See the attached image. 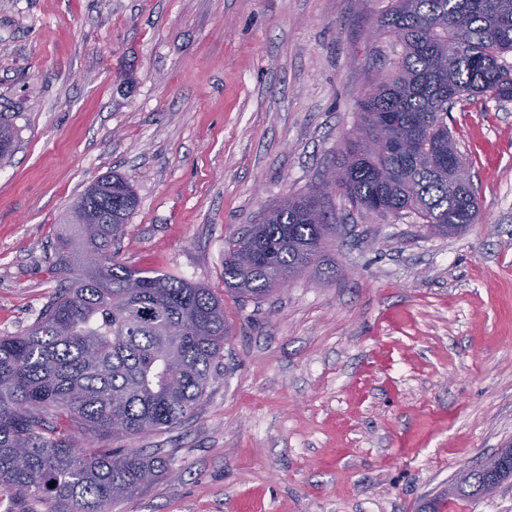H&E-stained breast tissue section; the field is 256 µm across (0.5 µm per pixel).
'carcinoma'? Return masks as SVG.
<instances>
[{
	"label": "carcinoma",
	"mask_w": 512,
	"mask_h": 512,
	"mask_svg": "<svg viewBox=\"0 0 512 512\" xmlns=\"http://www.w3.org/2000/svg\"><path fill=\"white\" fill-rule=\"evenodd\" d=\"M377 31L403 53L389 78L359 103L365 134L347 142L334 169L336 192L381 218L415 216L449 236L482 220L474 188L453 174L469 169L448 128V111L471 98L512 101V0H391ZM390 121L406 152L378 138ZM17 133L0 116V159ZM317 188L287 196L224 248V286L269 295L302 265L316 267L328 233ZM138 206L127 178L101 176L77 197L57 238L62 288L21 336H0V493L54 502L55 512H109L165 470L136 449L80 448L72 430L133 438L170 428L192 413L222 357L230 329L224 301L178 273L138 270L112 243ZM496 471L469 469L448 490L468 501L512 480V448Z\"/></svg>",
	"instance_id": "1"
}]
</instances>
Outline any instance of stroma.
<instances>
[{
  "label": "stroma",
  "mask_w": 512,
  "mask_h": 512,
  "mask_svg": "<svg viewBox=\"0 0 512 512\" xmlns=\"http://www.w3.org/2000/svg\"><path fill=\"white\" fill-rule=\"evenodd\" d=\"M388 0H0V336L59 288L61 216L95 178L138 196L114 249L224 301L231 335L193 413L132 439L167 467L111 512H424L512 446V102L448 126L484 217L432 236L324 199L322 274L262 300L224 245L318 185L401 51Z\"/></svg>",
  "instance_id": "stroma-1"
}]
</instances>
